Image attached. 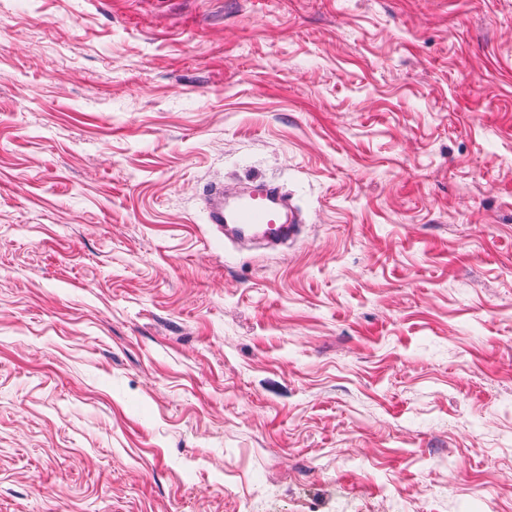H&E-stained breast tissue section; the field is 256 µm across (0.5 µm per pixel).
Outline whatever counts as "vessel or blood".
Listing matches in <instances>:
<instances>
[{"label": "vessel or blood", "mask_w": 512, "mask_h": 512, "mask_svg": "<svg viewBox=\"0 0 512 512\" xmlns=\"http://www.w3.org/2000/svg\"><path fill=\"white\" fill-rule=\"evenodd\" d=\"M203 202L208 223L240 239L253 237L269 226L278 238L292 240L302 221L281 188L272 182L261 183L231 199L225 198L223 184L213 182L204 186Z\"/></svg>", "instance_id": "1"}]
</instances>
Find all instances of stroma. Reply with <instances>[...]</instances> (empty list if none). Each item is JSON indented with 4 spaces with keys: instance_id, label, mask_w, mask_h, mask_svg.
<instances>
[{
    "instance_id": "1",
    "label": "stroma",
    "mask_w": 512,
    "mask_h": 512,
    "mask_svg": "<svg viewBox=\"0 0 512 512\" xmlns=\"http://www.w3.org/2000/svg\"><path fill=\"white\" fill-rule=\"evenodd\" d=\"M0 512H512V0H0ZM202 195L207 224L224 228L225 235L250 238L261 232L262 224L274 229L281 240L298 235L302 217L288 206L284 192L273 182L261 183L232 199L224 197V184L213 182L204 186Z\"/></svg>"
}]
</instances>
